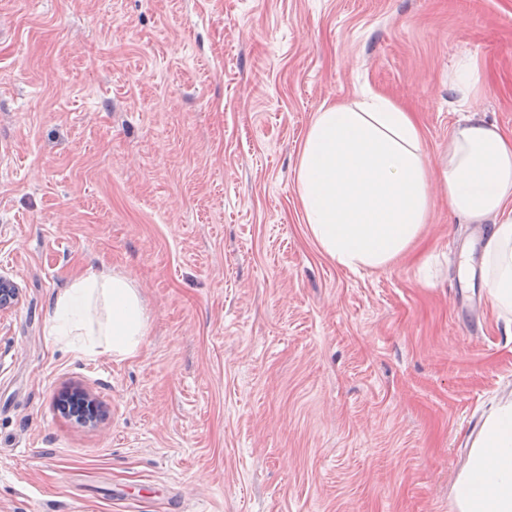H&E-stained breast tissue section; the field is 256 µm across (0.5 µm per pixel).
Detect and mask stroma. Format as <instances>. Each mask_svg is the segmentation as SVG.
<instances>
[{
    "label": "stroma",
    "instance_id": "1",
    "mask_svg": "<svg viewBox=\"0 0 512 512\" xmlns=\"http://www.w3.org/2000/svg\"><path fill=\"white\" fill-rule=\"evenodd\" d=\"M512 134V0H0V512H458L451 487L512 400L483 227L448 209V73ZM415 113L430 221L352 271L301 219L326 104ZM108 269L139 352L55 345L48 312ZM82 389L105 417L61 412Z\"/></svg>",
    "mask_w": 512,
    "mask_h": 512
}]
</instances>
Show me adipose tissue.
I'll use <instances>...</instances> for the list:
<instances>
[{
	"label": "adipose tissue",
	"instance_id": "1",
	"mask_svg": "<svg viewBox=\"0 0 512 512\" xmlns=\"http://www.w3.org/2000/svg\"><path fill=\"white\" fill-rule=\"evenodd\" d=\"M449 81L467 112L448 136L444 185L453 214L489 224L482 277L497 318L512 322V136L469 110L476 64L461 60ZM430 168L410 112L382 94L320 109L302 143L296 192L312 239L350 269L402 255L429 217ZM49 333L83 355H135L147 334L143 300L108 270L73 278L48 315ZM453 488L462 512H512V402L485 421Z\"/></svg>",
	"mask_w": 512,
	"mask_h": 512
}]
</instances>
